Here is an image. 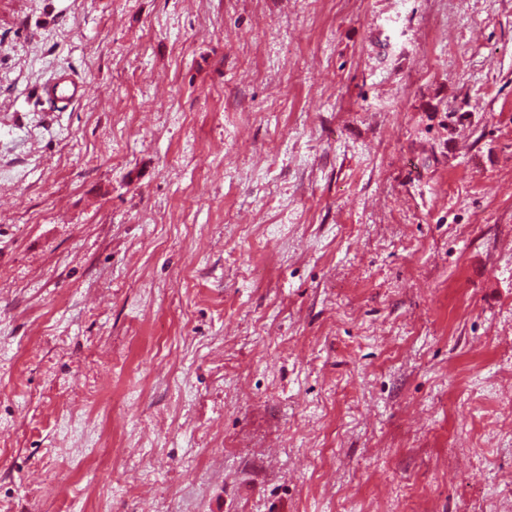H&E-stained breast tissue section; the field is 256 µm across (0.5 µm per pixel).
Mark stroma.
Returning a JSON list of instances; mask_svg holds the SVG:
<instances>
[{
  "mask_svg": "<svg viewBox=\"0 0 512 512\" xmlns=\"http://www.w3.org/2000/svg\"><path fill=\"white\" fill-rule=\"evenodd\" d=\"M0 512H512V0H0ZM87 93V87L76 81L67 71H58L43 87L44 96L62 111Z\"/></svg>",
  "mask_w": 512,
  "mask_h": 512,
  "instance_id": "35a3bbf8",
  "label": "stroma"
}]
</instances>
